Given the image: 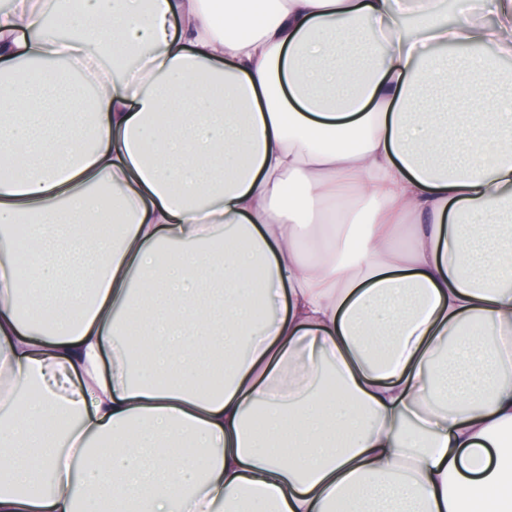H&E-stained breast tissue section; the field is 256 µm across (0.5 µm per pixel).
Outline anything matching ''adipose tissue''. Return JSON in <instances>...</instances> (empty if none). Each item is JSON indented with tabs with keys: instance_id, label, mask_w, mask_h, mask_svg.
I'll list each match as a JSON object with an SVG mask.
<instances>
[{
	"instance_id": "adipose-tissue-1",
	"label": "adipose tissue",
	"mask_w": 512,
	"mask_h": 512,
	"mask_svg": "<svg viewBox=\"0 0 512 512\" xmlns=\"http://www.w3.org/2000/svg\"><path fill=\"white\" fill-rule=\"evenodd\" d=\"M445 11L0 10V512H512V0Z\"/></svg>"
}]
</instances>
